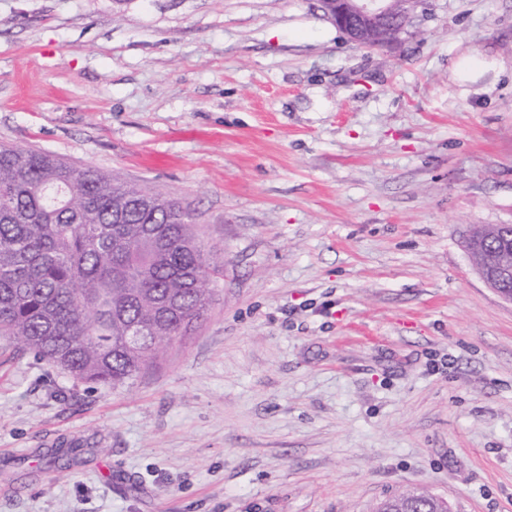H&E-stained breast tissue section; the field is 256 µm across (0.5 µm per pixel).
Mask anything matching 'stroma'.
<instances>
[{
	"label": "stroma",
	"instance_id": "1",
	"mask_svg": "<svg viewBox=\"0 0 512 512\" xmlns=\"http://www.w3.org/2000/svg\"><path fill=\"white\" fill-rule=\"evenodd\" d=\"M0 144L177 199L202 325L115 388L0 338V512H512V0H0ZM417 0H321L324 16L350 41L368 46H383L394 42L404 31L410 12ZM399 29L380 43L371 44L376 33ZM511 224H478L471 231L469 254L483 280L500 297L512 301V235L502 237L499 227ZM492 240L495 248L490 256L479 252L478 241ZM511 279V285L510 283ZM389 502L395 504L392 510L404 512H439V503L435 499L414 498L408 490L401 491L389 497Z\"/></svg>",
	"mask_w": 512,
	"mask_h": 512
}]
</instances>
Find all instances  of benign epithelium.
<instances>
[{
  "mask_svg": "<svg viewBox=\"0 0 512 512\" xmlns=\"http://www.w3.org/2000/svg\"><path fill=\"white\" fill-rule=\"evenodd\" d=\"M321 4L324 16L352 42L367 45L370 36L394 31L382 39L383 46L398 39L396 29L405 28L417 0H321ZM468 249L488 286L512 301V235L501 236L497 224H478L471 231Z\"/></svg>",
  "mask_w": 512,
  "mask_h": 512,
  "instance_id": "7a95c632",
  "label": "benign epithelium"
}]
</instances>
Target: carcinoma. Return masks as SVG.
<instances>
[{
  "instance_id": "obj_1",
  "label": "carcinoma",
  "mask_w": 512,
  "mask_h": 512,
  "mask_svg": "<svg viewBox=\"0 0 512 512\" xmlns=\"http://www.w3.org/2000/svg\"><path fill=\"white\" fill-rule=\"evenodd\" d=\"M145 188L36 149L0 148V336L114 388L201 321L214 261L191 212L134 205ZM397 512H438L408 490Z\"/></svg>"
}]
</instances>
